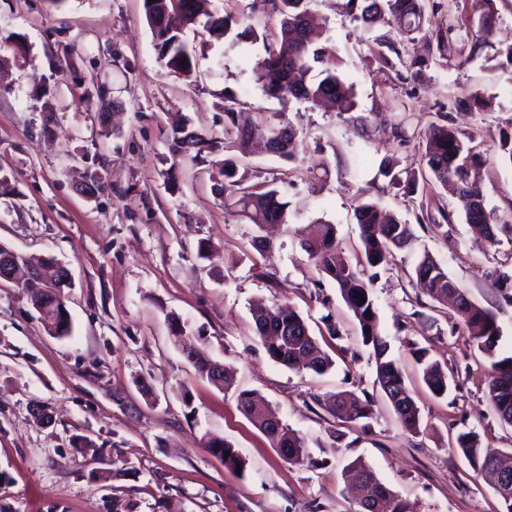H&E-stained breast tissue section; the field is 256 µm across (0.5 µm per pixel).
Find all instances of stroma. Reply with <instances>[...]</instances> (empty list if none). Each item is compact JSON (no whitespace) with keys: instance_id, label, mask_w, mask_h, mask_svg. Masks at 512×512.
Returning <instances> with one entry per match:
<instances>
[{"instance_id":"obj_1","label":"stroma","mask_w":512,"mask_h":512,"mask_svg":"<svg viewBox=\"0 0 512 512\" xmlns=\"http://www.w3.org/2000/svg\"><path fill=\"white\" fill-rule=\"evenodd\" d=\"M423 3L426 28L448 34L449 61L418 80L381 60L393 46L423 49L404 43L397 25L366 33L339 0L307 4L354 87L361 136L336 112L266 98L252 73L262 43L234 44L197 23L185 32L195 50L186 79L161 58L143 0H0V241L57 258L74 281L66 338L48 335L20 288L0 281V512H113L117 503L132 512H356L342 475L356 458L411 512H499L493 485L454 446L471 429L482 447L512 453V427L486 399L489 361L452 307L423 294L410 274L430 254L495 315L497 352L512 355V165L499 144L500 131H512V65L499 54L512 45V0H493L494 36L479 50V0ZM228 90L242 111L286 113L302 143L295 162L255 148L238 169L288 203L290 221L263 254L253 247L254 226L225 211L210 167L174 155L166 138L177 121L223 135ZM473 93L488 107L460 106ZM446 119L485 159L497 245L433 180L408 191L379 171L387 158L394 172L421 173L425 135ZM94 175L102 188L92 186ZM363 199L415 233L377 268L371 288L381 334L420 410L418 435L402 428L352 312L303 249L307 225L321 219L357 263ZM279 301L314 331L333 316L339 337L319 339L332 369L297 372L268 357L251 307ZM174 316L232 368L231 387L213 385L185 360ZM420 349L453 370L448 396L424 383ZM243 390L264 396L307 439L311 462L279 455L238 410ZM345 390L373 394L374 415L335 448L337 421L322 399ZM214 435L234 444L244 471L208 451Z\"/></svg>"}]
</instances>
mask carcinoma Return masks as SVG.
<instances>
[{"instance_id": "obj_1", "label": "carcinoma", "mask_w": 512, "mask_h": 512, "mask_svg": "<svg viewBox=\"0 0 512 512\" xmlns=\"http://www.w3.org/2000/svg\"><path fill=\"white\" fill-rule=\"evenodd\" d=\"M260 5L271 6L281 17L275 40L265 46V55L258 58L252 67L263 93L281 102L296 99L317 106L327 101L352 125L363 126V117L355 114L357 102L353 86L342 80L338 73L341 60L335 47L330 42L316 44L306 34V0H260ZM211 6L212 0H144L145 16L162 59L166 60L170 70L185 78L193 74L194 55L181 37V29L196 24L199 17H207L206 27L209 30L235 43L261 38L252 27L239 28V21L233 14L226 12L218 16L212 13ZM422 9L421 0H344L342 3L346 16L366 31L395 18L404 23L403 34L407 40L413 41L416 36L423 35L428 45L427 55L405 56L392 46L390 51L398 63L384 59L391 68L401 65L409 73V78L415 80L423 77L437 59H447V34L439 29L426 30ZM224 100L227 102L224 106V138L199 134L180 124L171 127L167 140L174 153L190 154L195 162L206 163L208 157L224 152V158L212 161L218 175L224 178V208L255 226L254 247L261 252L267 247V239L261 232L268 224L288 223V203L275 189L258 192L244 185L237 178L239 161L232 150L239 143L264 139L277 130L280 139L274 156L288 164L296 158L297 135L283 112H275L270 118L258 121L250 113L239 111L234 94L225 92ZM422 161L433 181L444 188L451 184L458 191L467 205V222L483 225L490 242H496V227L485 207L484 161L480 153L468 146L465 133L448 125L432 126L426 134ZM355 219L361 250L359 265L352 266L341 256L336 244V225L326 221L313 222L306 250L317 270L336 284L343 301L357 320L362 342L372 347L377 381L400 424L407 432L417 434L420 432L419 410L405 386L397 362L389 354V345L381 337L377 309L366 278L367 269L389 264L395 251L410 245L414 231L412 225L384 214L375 201L360 202ZM40 276V282L19 285L34 307L41 302L45 282L60 283L64 278L59 264L52 260L44 263ZM410 278L424 294L442 304L462 292L442 265L428 254L418 261ZM45 305L47 317L42 319V324L47 333L58 338L71 335L72 321L68 309L51 300ZM456 309L470 339L491 361L487 399L499 419L512 426V356L497 357L500 330L496 318L467 298L460 301ZM252 319L265 352L274 362L291 370L309 369L316 374L333 368V359L321 348L305 319L289 304L258 307L253 310ZM419 362L423 364V378L431 393L436 397L448 395L454 377L448 376V371L440 363L426 359L424 353L419 356ZM237 400L241 413L270 439L273 447L288 449V462L311 460L305 438L287 424H281L276 432L268 431L266 422L272 412L267 403L249 391L240 392ZM373 406L374 400L369 394L360 396L354 391H346L332 397L326 411L343 423H357L372 418ZM206 446L212 454H222L226 466L236 469L238 465L245 464L234 446L221 436L208 438ZM456 448L477 474L498 467L499 452L480 447L473 431L459 433ZM227 451L230 452L228 456L225 455ZM348 469L361 491L379 502L382 512H409L407 505L376 479L362 460H353Z\"/></svg>"}]
</instances>
